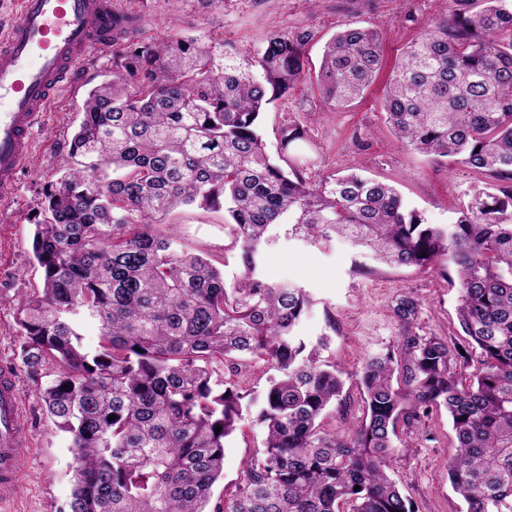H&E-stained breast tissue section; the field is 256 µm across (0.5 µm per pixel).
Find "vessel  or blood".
<instances>
[{"label": "vessel or blood", "instance_id": "b4317fda", "mask_svg": "<svg viewBox=\"0 0 512 512\" xmlns=\"http://www.w3.org/2000/svg\"><path fill=\"white\" fill-rule=\"evenodd\" d=\"M112 0H19L0 36V193L15 190L31 154V135L52 96L91 50L111 48ZM27 423L17 380L0 367V506L24 494L19 462Z\"/></svg>", "mask_w": 512, "mask_h": 512}]
</instances>
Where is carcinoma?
<instances>
[{
    "label": "carcinoma",
    "mask_w": 512,
    "mask_h": 512,
    "mask_svg": "<svg viewBox=\"0 0 512 512\" xmlns=\"http://www.w3.org/2000/svg\"><path fill=\"white\" fill-rule=\"evenodd\" d=\"M484 2L409 45L385 91L399 142L491 179L446 228L386 182H312L269 156L261 114L304 79L308 31L272 33L238 58L206 38L147 44L113 17L112 79L88 92L61 176L42 191V287L16 316L23 368L38 379L55 367L41 397L71 438L69 512H418L391 478L395 440L441 410L463 512H512V0ZM380 47L376 27L327 42L315 75L324 105L363 95ZM181 205L224 210L235 279L226 255L157 232ZM281 229L316 248L342 238L381 265L451 262L464 342L416 335L418 302L400 298L396 343L357 373L363 418L327 429L347 405L342 371L322 359L326 338L297 333L309 291L263 273ZM255 359L274 371L262 389L224 379V364ZM251 414L262 446L208 511L226 443Z\"/></svg>",
    "instance_id": "cac0c4a2"
}]
</instances>
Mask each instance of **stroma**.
<instances>
[{
    "label": "stroma",
    "mask_w": 512,
    "mask_h": 512,
    "mask_svg": "<svg viewBox=\"0 0 512 512\" xmlns=\"http://www.w3.org/2000/svg\"><path fill=\"white\" fill-rule=\"evenodd\" d=\"M126 12L141 17L140 41L164 42L173 35L208 37L224 45L231 56L256 53L271 31L308 30L305 47L310 71L319 68L327 40L344 25L373 24L383 32L381 66L363 98L337 109L323 105L315 80L302 81L272 103L263 117L262 133L270 154L285 153L317 180L339 171H356L394 185L405 203L426 223L448 225L468 205L485 178L473 170L449 167L402 145L386 125L382 101L385 85L404 48L447 19L444 0H115ZM112 77V52L101 49L78 63L67 84L53 100L34 134L33 155L22 171L17 190L0 196V365L16 376L28 426L30 453L19 470L25 498L17 512H68L73 457L68 437L46 412L41 386L21 366L16 324L18 308L39 287L42 273L32 254L33 213L42 189L56 180L88 91ZM299 125L305 140L282 148L284 129ZM169 238L191 249L224 251L229 242L223 212L180 207L159 226ZM353 249L336 242L314 248L280 236L268 248L264 273L268 279L297 282L314 300L298 333L313 341L326 336L327 357L346 372L347 406L325 420L345 432L363 415L355 373L364 359L396 341L400 329L393 308L398 298L418 303L415 331L422 336L457 337L459 289L453 265L419 271L371 264L352 269ZM393 474L399 487L415 501L419 512H457L459 502L448 484V460L455 436L446 412H438L405 430ZM262 428L246 420L224 449V478L213 488L222 495L234 485L244 462L260 448Z\"/></svg>",
    "instance_id": "35a3bbf8"
}]
</instances>
